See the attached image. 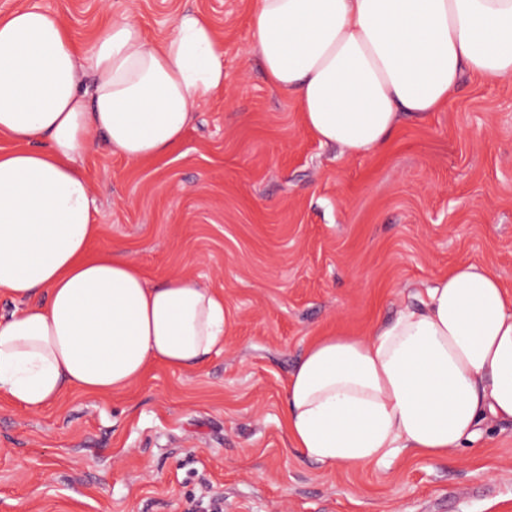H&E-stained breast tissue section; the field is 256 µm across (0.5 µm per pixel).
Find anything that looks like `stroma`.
Instances as JSON below:
<instances>
[{
    "label": "stroma",
    "mask_w": 512,
    "mask_h": 512,
    "mask_svg": "<svg viewBox=\"0 0 512 512\" xmlns=\"http://www.w3.org/2000/svg\"><path fill=\"white\" fill-rule=\"evenodd\" d=\"M36 4L78 45L129 18L154 39L207 17L224 93L166 156L106 148L78 163L94 247L155 286L184 275L223 294L224 349L157 365L130 392L67 393L38 413L0 400V512H512V422L441 459L325 469L283 423L298 357L326 334L369 337L458 263L512 293V77L463 74L448 103L402 117L368 156L323 145L298 99L251 53L258 0H0Z\"/></svg>",
    "instance_id": "stroma-1"
}]
</instances>
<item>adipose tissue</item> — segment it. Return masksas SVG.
I'll list each match as a JSON object with an SVG mask.
<instances>
[{"instance_id": "1", "label": "adipose tissue", "mask_w": 512, "mask_h": 512, "mask_svg": "<svg viewBox=\"0 0 512 512\" xmlns=\"http://www.w3.org/2000/svg\"><path fill=\"white\" fill-rule=\"evenodd\" d=\"M252 47L304 125L353 155L402 114L436 111L462 72L512 76V0H259ZM224 90V52L199 12L149 38L125 19L86 50L35 6L0 16V395L31 411L67 392L109 395L155 363L200 367L224 347V299L175 276L149 286L99 232L77 158L169 153ZM370 338L310 344L285 391L292 448L325 468L436 459L512 421V295L460 264Z\"/></svg>"}]
</instances>
